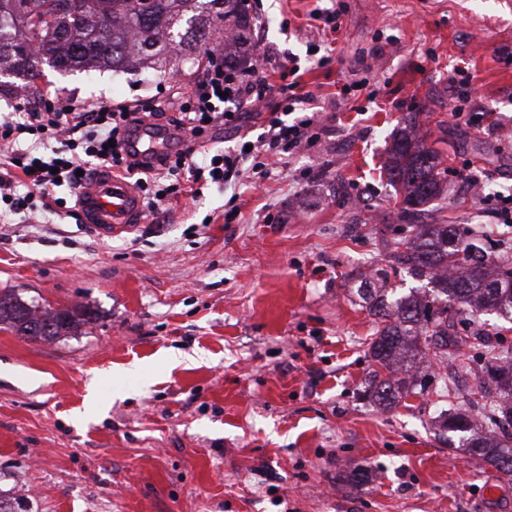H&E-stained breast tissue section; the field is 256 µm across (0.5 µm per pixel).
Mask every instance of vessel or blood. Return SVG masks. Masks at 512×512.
Masks as SVG:
<instances>
[{
    "mask_svg": "<svg viewBox=\"0 0 512 512\" xmlns=\"http://www.w3.org/2000/svg\"><path fill=\"white\" fill-rule=\"evenodd\" d=\"M169 136L160 130H142L134 146L139 154L154 155L166 150ZM78 205L87 224L109 234L133 228L142 220V202L131 183L100 170L78 190Z\"/></svg>",
    "mask_w": 512,
    "mask_h": 512,
    "instance_id": "b4317fda",
    "label": "vessel or blood"
}]
</instances>
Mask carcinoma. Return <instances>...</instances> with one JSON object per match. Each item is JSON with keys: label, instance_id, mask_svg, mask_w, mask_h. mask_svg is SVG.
<instances>
[{"label": "carcinoma", "instance_id": "1", "mask_svg": "<svg viewBox=\"0 0 512 512\" xmlns=\"http://www.w3.org/2000/svg\"><path fill=\"white\" fill-rule=\"evenodd\" d=\"M239 0H0V76H12L29 91L38 89L47 66L58 72L74 70L139 72L164 75L172 60L218 51L224 61L240 52L236 30L248 25ZM154 50L146 51L145 43ZM436 152L426 147L416 124L408 123L394 140L387 180L401 187L405 213L438 197L442 172ZM413 237L391 251L390 265L415 279L434 285V297L413 288L405 295L382 293L372 311L381 327L374 333L369 355L377 369L364 393L379 408H390L409 389L425 391L432 378L418 373L396 376L411 346L424 340V356L444 363L463 343L478 356L491 353L479 336H462L448 318L486 311L512 321V258H495L471 238L469 231L451 224H413ZM90 322L78 306L42 308L16 293L0 294V326L20 336L48 340L72 336ZM487 367L499 402L490 421L505 431L499 440L471 435L464 411L444 410L440 428L470 455L512 477V347L499 351Z\"/></svg>", "mask_w": 512, "mask_h": 512}]
</instances>
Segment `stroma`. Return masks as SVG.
<instances>
[{"mask_svg": "<svg viewBox=\"0 0 512 512\" xmlns=\"http://www.w3.org/2000/svg\"><path fill=\"white\" fill-rule=\"evenodd\" d=\"M256 2L267 27L245 32L248 47L273 51L267 76L280 88L281 62L298 59L327 134L239 186L233 221L214 186L132 231L108 237L48 215L0 244V293L95 313L62 339L0 330V501L25 512H512V480L436 438V393L385 411L362 396L376 330L363 296L406 234L383 170L391 134L425 113L445 168L474 165L490 191L512 192V9L341 0L332 33L311 17L316 0ZM206 62L180 59L163 76L48 67L40 87L80 108L160 101ZM457 67L476 75L473 100L499 131L452 118ZM364 78L373 98L342 95ZM286 106L274 94L199 148L256 139L271 113L293 120ZM469 186L448 178L415 223L478 228L488 254L512 256V228ZM485 366L470 350L448 365L454 407L482 423L491 399L469 398Z\"/></svg>", "mask_w": 512, "mask_h": 512, "instance_id": "35a3bbf8", "label": "stroma"}]
</instances>
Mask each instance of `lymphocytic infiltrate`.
Listing matches in <instances>:
<instances>
[{"mask_svg": "<svg viewBox=\"0 0 512 512\" xmlns=\"http://www.w3.org/2000/svg\"><path fill=\"white\" fill-rule=\"evenodd\" d=\"M298 87L295 80L289 83L288 99L304 111L309 97L298 94ZM273 92L263 69L228 70L213 64L191 93L176 86L160 102L81 110L41 96L31 111L0 118V220L29 224L58 210L74 217V210L65 209L59 187L77 190L85 175L100 168L133 179L152 211L162 201L200 195L209 185L233 184L245 171L262 169L261 153L285 152L319 137L316 116L304 111L290 124L270 118L258 146L201 155L197 145L204 133L239 126L245 119L240 105L261 103ZM145 123L167 129L173 139L184 140V147L156 157L130 151L136 127Z\"/></svg>", "mask_w": 512, "mask_h": 512, "instance_id": "obj_1", "label": "lymphocytic infiltrate"}]
</instances>
